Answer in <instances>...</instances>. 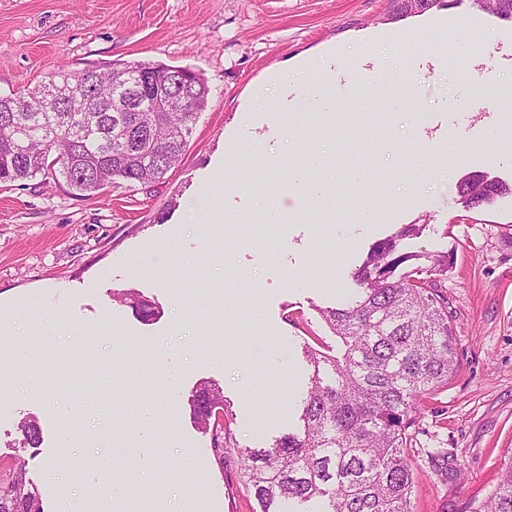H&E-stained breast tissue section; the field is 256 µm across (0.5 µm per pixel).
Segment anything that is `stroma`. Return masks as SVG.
<instances>
[{
  "instance_id": "1",
  "label": "stroma",
  "mask_w": 512,
  "mask_h": 512,
  "mask_svg": "<svg viewBox=\"0 0 512 512\" xmlns=\"http://www.w3.org/2000/svg\"><path fill=\"white\" fill-rule=\"evenodd\" d=\"M391 0H0V95L66 66L116 60L194 70L207 106L181 162L160 182L85 199L53 179L0 187V474L22 457L44 512H87L128 486L124 512H258L239 459L216 462L190 414L199 384L219 386L243 448L272 447L299 425L305 346L339 354L320 311L353 296L376 241L420 224L403 250L449 252L443 282L457 371L419 402L410 429L411 512H475L512 457V196L465 209L455 184L477 171L512 184V102L498 96L494 49L512 20L440 0L391 17ZM447 23L436 56L407 46L398 60L420 93L370 94L322 106L307 91L292 125L270 130L258 95L275 74L336 51L360 70L384 58L391 32ZM455 70L437 76L434 57ZM471 99L464 127L448 102ZM359 156L371 177L338 172ZM309 192L292 195L291 183ZM280 212L260 225L257 190ZM402 205L378 219L386 199ZM260 225L242 246L232 228ZM132 288L160 307L150 322L112 300ZM152 414L170 434L142 433ZM40 428L25 446L22 421ZM155 457L143 471L141 450ZM447 452L448 470L431 462ZM191 453L192 472L181 470ZM107 470H100V460Z\"/></svg>"
}]
</instances>
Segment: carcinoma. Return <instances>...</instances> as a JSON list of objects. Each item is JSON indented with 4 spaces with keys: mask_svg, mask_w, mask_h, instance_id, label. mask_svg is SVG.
Here are the masks:
<instances>
[{
    "mask_svg": "<svg viewBox=\"0 0 512 512\" xmlns=\"http://www.w3.org/2000/svg\"><path fill=\"white\" fill-rule=\"evenodd\" d=\"M512 19V0H472ZM437 0H393V15L421 13ZM68 94L56 96L58 88ZM208 88L183 67L120 61L111 67H67L16 96L0 97V184L41 175L63 178L72 193L91 198L107 188L158 182L189 146ZM458 201L478 209L512 195V185L471 172L456 185ZM405 224L380 240L358 272L360 291L340 307L320 311L342 351L305 347L311 373L300 416L302 429L273 447L236 448L224 427V399L203 383L193 416L210 435L213 455L240 458L239 480L260 512L320 502L313 512H410L413 471L408 429L420 398L448 383L456 368L448 302L440 292L448 253L405 252L400 241L420 233ZM116 298L150 320L159 310L134 289ZM36 448L40 429L20 426ZM28 461L15 460L0 476V512H43L28 477ZM475 512H512V460Z\"/></svg>",
    "mask_w": 512,
    "mask_h": 512,
    "instance_id": "cac0c4a2",
    "label": "carcinoma"
}]
</instances>
